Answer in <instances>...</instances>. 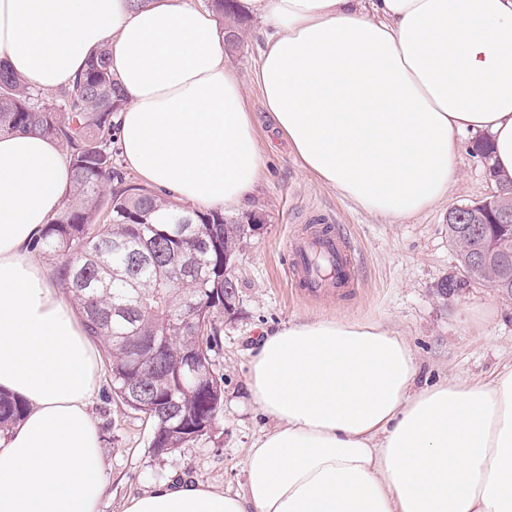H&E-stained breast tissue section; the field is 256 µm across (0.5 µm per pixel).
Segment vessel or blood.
I'll return each instance as SVG.
<instances>
[{
  "label": "vessel or blood",
  "mask_w": 512,
  "mask_h": 512,
  "mask_svg": "<svg viewBox=\"0 0 512 512\" xmlns=\"http://www.w3.org/2000/svg\"><path fill=\"white\" fill-rule=\"evenodd\" d=\"M316 251L327 256L335 265L336 272L332 278L317 276L310 262L312 253ZM287 254L290 258V281L295 287L321 293L334 286L353 289L358 285L350 240L333 225L292 233L287 242Z\"/></svg>",
  "instance_id": "1"
}]
</instances>
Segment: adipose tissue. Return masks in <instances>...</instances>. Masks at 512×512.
<instances>
[{
  "label": "adipose tissue",
  "mask_w": 512,
  "mask_h": 512,
  "mask_svg": "<svg viewBox=\"0 0 512 512\" xmlns=\"http://www.w3.org/2000/svg\"><path fill=\"white\" fill-rule=\"evenodd\" d=\"M254 81L303 167L362 209L413 216L483 133L512 178V0H247ZM110 51L125 166L199 208L238 211L265 158L211 13L186 0H0V59L40 90ZM58 142L0 136V390L27 404L0 438V512H97L106 475L90 404L98 353L31 247L70 187ZM406 340L318 318L266 333L249 368L271 420L243 493L169 483L123 512H512V368L415 388Z\"/></svg>",
  "instance_id": "adipose-tissue-1"
}]
</instances>
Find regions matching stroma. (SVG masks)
I'll use <instances>...</instances> for the list:
<instances>
[{
    "label": "stroma",
    "mask_w": 512,
    "mask_h": 512,
    "mask_svg": "<svg viewBox=\"0 0 512 512\" xmlns=\"http://www.w3.org/2000/svg\"><path fill=\"white\" fill-rule=\"evenodd\" d=\"M228 62L243 82L256 142L266 161L261 186L229 222L251 225L233 269L239 300L221 318L224 414L208 437L156 454L151 426L112 394L102 375L91 407L106 473L98 512H122L126 499L169 482L197 481L226 493L242 491L245 457L271 423L256 412L248 391L249 353L264 332L301 319L340 317L379 322L402 336L417 361L416 387L458 376L487 382L512 366V296L464 277L448 239V211L494 194L476 135L461 138L459 174L445 197L399 222L368 213L324 186L302 166L263 107L253 80L264 35L254 17L239 28ZM337 224L354 248L357 290L292 294L285 245L299 228Z\"/></svg>",
    "instance_id": "obj_1"
}]
</instances>
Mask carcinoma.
<instances>
[{"mask_svg": "<svg viewBox=\"0 0 512 512\" xmlns=\"http://www.w3.org/2000/svg\"><path fill=\"white\" fill-rule=\"evenodd\" d=\"M209 7L239 46L237 0ZM125 103L108 52H99L69 87H28L0 60V134H35L66 147L68 202L36 247L59 260L60 284L78 307L88 336L103 343L118 400L152 424L151 448L174 451L211 434L224 412V377L216 369L224 287L237 291L224 254L247 235L244 224L216 211L188 210L137 184L113 151L112 116ZM460 247V225H448L461 267L467 251L497 233L481 216ZM494 288L512 295V253ZM194 308L193 323L182 313ZM26 404L0 393V430L21 420Z\"/></svg>", "mask_w": 512, "mask_h": 512, "instance_id": "1", "label": "carcinoma"}]
</instances>
